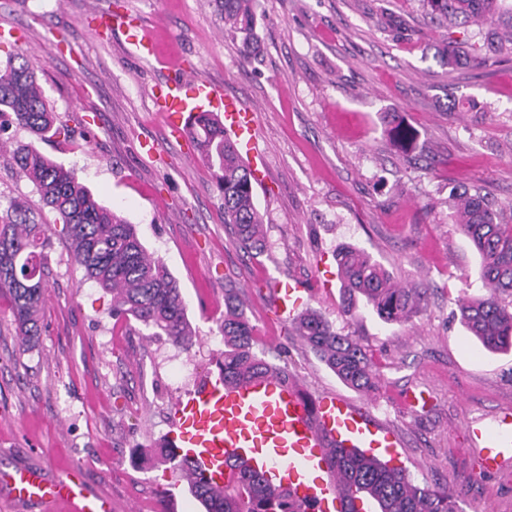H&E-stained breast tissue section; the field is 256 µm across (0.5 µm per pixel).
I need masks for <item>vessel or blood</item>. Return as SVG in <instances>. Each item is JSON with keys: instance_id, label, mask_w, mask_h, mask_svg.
Instances as JSON below:
<instances>
[{"instance_id": "obj_1", "label": "vessel or blood", "mask_w": 512, "mask_h": 512, "mask_svg": "<svg viewBox=\"0 0 512 512\" xmlns=\"http://www.w3.org/2000/svg\"><path fill=\"white\" fill-rule=\"evenodd\" d=\"M126 30L134 55L175 74L158 99L172 131L188 138L191 116L223 112L224 131L235 151L258 171L252 109L228 96L222 84L178 79L179 57L161 55L152 35L136 24ZM172 424L171 448L197 472L220 482L226 461L245 463L271 486L288 491L300 512H342V482L329 465L332 449L383 448L393 456L401 445L397 432L365 407L334 393L305 401L295 383L270 375L234 386L220 375L204 378L173 401ZM466 429L481 473L495 475L512 463L511 411L488 422L468 421ZM0 488L13 502L42 512H112L111 499L92 491L74 462L52 478L40 467L0 470Z\"/></svg>"}]
</instances>
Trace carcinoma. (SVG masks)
<instances>
[{"mask_svg":"<svg viewBox=\"0 0 512 512\" xmlns=\"http://www.w3.org/2000/svg\"><path fill=\"white\" fill-rule=\"evenodd\" d=\"M259 0H214L224 18V29L242 37L244 51L254 49V29ZM423 10L453 27L486 29L483 43L470 44L474 53L512 52V0H419ZM440 54L442 66L455 68L459 51L447 42ZM10 112L33 141L12 150L10 161L37 189L44 206L62 225L71 260L86 277L112 294V316L137 322L165 336L176 345L192 343L185 302L176 280L163 259L147 251L135 226L103 206L77 178L45 155L35 141L48 138L57 117L44 99L35 69L27 60L0 63V114ZM389 134L410 150L414 132L399 116L390 122ZM204 162L214 170L224 196V223L234 228L237 243L257 256L264 252L263 219L257 208L251 172L237 159L224 139V123L213 116L197 121L191 132ZM453 216L472 240L480 257L479 277L492 287L486 297L460 305V321L489 352L512 349V225L480 193L463 191L453 197ZM48 225L36 222L28 205L15 201L0 216V293L10 295L13 320L25 345L41 333V310L50 236ZM341 288L348 304L365 298L387 323L407 319L413 292L398 288L391 275L362 250L344 247L336 252ZM224 380L276 373L293 379L288 367L266 359L257 350V328L244 314L235 292L224 289V321L221 326ZM297 332L309 349L344 384L362 392L375 390L380 374L372 359L350 336H343L315 312L297 319ZM144 462L164 463L181 472L188 490L205 512H297L288 492L266 485L240 463L228 465L224 483L213 486L173 449L144 456ZM330 462L338 469L346 501L344 512H461L457 497L446 488L415 484L401 467L391 466L356 448L331 450Z\"/></svg>","mask_w":512,"mask_h":512,"instance_id":"carcinoma-1","label":"carcinoma"}]
</instances>
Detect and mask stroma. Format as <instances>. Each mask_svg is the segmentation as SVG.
I'll return each mask as SVG.
<instances>
[{
  "mask_svg": "<svg viewBox=\"0 0 512 512\" xmlns=\"http://www.w3.org/2000/svg\"><path fill=\"white\" fill-rule=\"evenodd\" d=\"M117 6L181 56L187 80L221 83L255 108L267 162L254 187L267 230L261 256L237 247L210 169L155 111L151 90L167 72L129 52L122 32L90 33V12ZM0 28V61L27 54L57 115L60 132L41 150L135 224L178 282L196 332L185 349L117 322L110 295L53 242L42 332L28 346L0 296V470L53 448L77 461L113 512H204L178 474L142 466L140 452L167 439L172 401L217 371L230 286L262 347L287 349L308 395L344 396L399 432L395 463L416 484L455 491L463 512H512V467L481 475L466 431L468 419L512 408V352L484 350L459 320L460 304L488 291L448 204L466 189L512 207V55L442 68L437 47L464 33L432 24L417 0H260L251 56L225 33L213 0H0ZM394 112L415 130L413 150L388 137ZM30 140L0 116V214L21 198L49 223L9 160ZM345 246L423 291L405 322L382 321L362 300L345 313L335 260ZM279 283L300 284L301 312L363 345L380 373L375 394L341 382L294 320L275 317ZM421 391L429 404L407 409L405 395Z\"/></svg>",
  "mask_w": 512,
  "mask_h": 512,
  "instance_id": "stroma-1",
  "label": "stroma"
}]
</instances>
